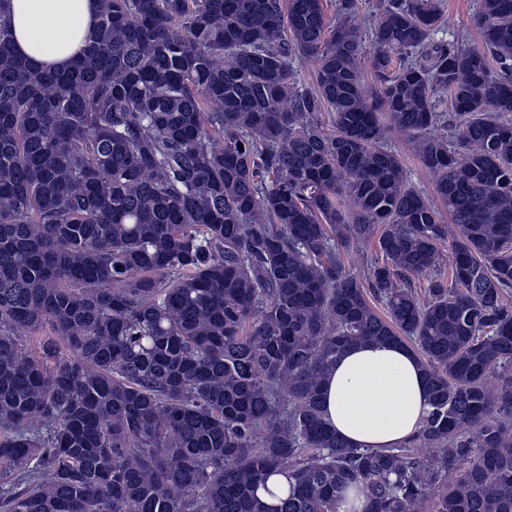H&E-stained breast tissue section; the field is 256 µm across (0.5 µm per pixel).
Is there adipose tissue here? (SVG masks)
Instances as JSON below:
<instances>
[{
    "mask_svg": "<svg viewBox=\"0 0 512 512\" xmlns=\"http://www.w3.org/2000/svg\"><path fill=\"white\" fill-rule=\"evenodd\" d=\"M98 11L99 0H10L12 48L35 68H67L82 57ZM324 386V417L355 448L405 445L430 411L420 363L403 346L345 348Z\"/></svg>",
    "mask_w": 512,
    "mask_h": 512,
    "instance_id": "ef3b65f1",
    "label": "adipose tissue"
}]
</instances>
